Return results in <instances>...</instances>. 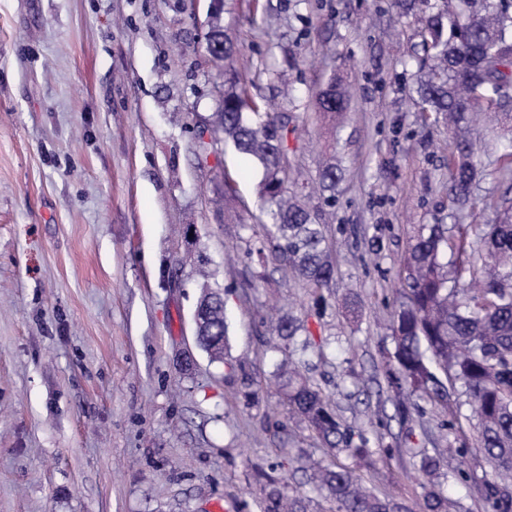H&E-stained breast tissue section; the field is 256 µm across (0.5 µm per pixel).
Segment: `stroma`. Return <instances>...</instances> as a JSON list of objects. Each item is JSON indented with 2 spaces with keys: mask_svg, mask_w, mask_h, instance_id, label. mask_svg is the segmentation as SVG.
Returning <instances> with one entry per match:
<instances>
[{
  "mask_svg": "<svg viewBox=\"0 0 512 512\" xmlns=\"http://www.w3.org/2000/svg\"><path fill=\"white\" fill-rule=\"evenodd\" d=\"M211 6L0 0V512H260L266 478L309 493L287 465L301 452L423 512L418 448L442 460L449 512H484L491 469L466 395L419 400L402 422L384 376L404 258L420 225L456 223L448 131L413 105L412 17L392 0H223L241 82L302 128L288 136L293 187L326 156L347 169L309 202L336 272L317 310L256 261L260 167L199 137L225 90L204 50ZM336 75L351 84L337 127L314 105ZM481 146L471 239L486 200L512 193L494 142ZM202 265L224 291L220 362L196 344ZM273 304L322 345L308 374L345 426L378 438L373 465L286 415Z\"/></svg>",
  "mask_w": 512,
  "mask_h": 512,
  "instance_id": "1",
  "label": "stroma"
}]
</instances>
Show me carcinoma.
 <instances>
[{"label":"carcinoma","instance_id":"carcinoma-1","mask_svg":"<svg viewBox=\"0 0 512 512\" xmlns=\"http://www.w3.org/2000/svg\"><path fill=\"white\" fill-rule=\"evenodd\" d=\"M405 15L416 17L418 41L411 59L415 64L416 104L448 125V198L460 208L473 200L478 174L477 142L468 137L479 115L474 103L482 95L495 102L490 118L512 133V104L501 100L512 85V0H394ZM205 51L221 68L234 48L224 38L220 4H215ZM350 95L345 80L335 77L316 97L324 115L348 110ZM215 139L227 140L251 156L263 169L260 194L269 207L267 236L271 255L257 250L260 262L272 258L307 288L314 305L324 302L323 289L334 279L328 244L321 224L288 187V116L258 111V106L237 82L228 79L224 97L212 114ZM345 169L329 158L317 178L319 194L335 190ZM493 218L476 239H453L443 224H423L406 260L405 301L392 322L395 351L385 371L396 407L416 406L414 399H448V385L465 389L478 419L479 449L493 480L482 490L486 512H512V199L502 197ZM470 251L481 263L479 287L467 280L471 269L444 262L450 251ZM196 324L197 342L212 360H224L228 327L224 301L215 295L201 303ZM306 330L297 317L281 315L271 322V333L284 342L294 366L280 367V385L288 415L303 418L324 445L342 449L359 460H370L378 449L352 433L301 368L307 364L308 341L296 336ZM313 491L332 504L334 512H411L390 496L364 487L344 464L307 465ZM425 512H448V499L429 483L423 485ZM312 498L285 495L274 487L265 492L263 512H310Z\"/></svg>","mask_w":512,"mask_h":512}]
</instances>
